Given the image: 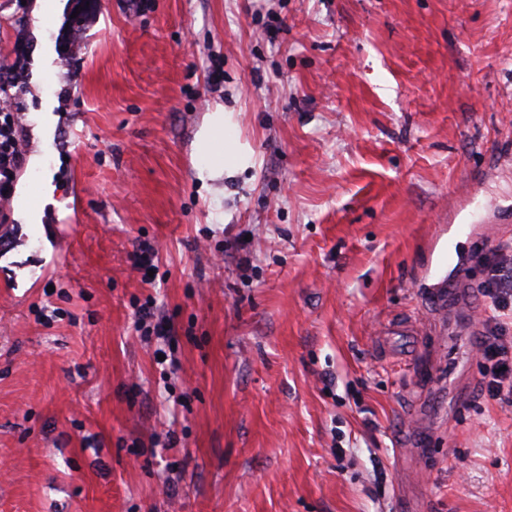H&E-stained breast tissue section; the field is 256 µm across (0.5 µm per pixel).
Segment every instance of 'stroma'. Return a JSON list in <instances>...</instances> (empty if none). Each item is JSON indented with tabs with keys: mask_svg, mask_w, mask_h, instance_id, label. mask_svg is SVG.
<instances>
[{
	"mask_svg": "<svg viewBox=\"0 0 512 512\" xmlns=\"http://www.w3.org/2000/svg\"><path fill=\"white\" fill-rule=\"evenodd\" d=\"M36 5L0 0V512H512L474 261L512 241V0ZM18 114L0 107V202L9 200L13 193L18 172L24 165L19 146ZM13 175V178H10ZM199 147L204 155L212 157L221 165L219 170L210 171L213 174L224 169L225 156L230 153V147L225 148L224 143V114L219 112L215 115L211 125L203 131L200 137ZM152 303L147 301L139 306L136 311L135 329L137 332H145L154 336H168L169 326L164 322H156L152 325L151 320L154 316Z\"/></svg>",
	"mask_w": 512,
	"mask_h": 512,
	"instance_id": "stroma-1",
	"label": "stroma"
}]
</instances>
